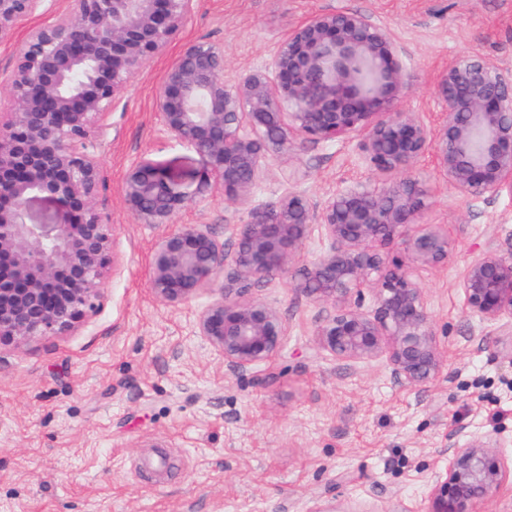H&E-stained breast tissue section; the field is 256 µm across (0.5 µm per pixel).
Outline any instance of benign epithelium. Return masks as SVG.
Segmentation results:
<instances>
[{
	"instance_id": "1",
	"label": "benign epithelium",
	"mask_w": 512,
	"mask_h": 512,
	"mask_svg": "<svg viewBox=\"0 0 512 512\" xmlns=\"http://www.w3.org/2000/svg\"><path fill=\"white\" fill-rule=\"evenodd\" d=\"M194 2L71 0L16 42L9 77L16 108L0 116V343L62 334L95 307L113 236L96 201L105 116ZM50 7V0H0V43ZM410 85L390 33L347 11L291 27L262 68L229 75L224 44L198 41L164 73L160 125L203 167L178 176L144 156L123 178V202L138 223L162 230L151 259L157 301L180 306L224 279L196 325L230 369L282 351V318L246 295L300 261L318 226L328 245L304 264L297 289L333 304L315 330L321 349L353 364L383 358L401 387L442 374L445 359L411 269L446 265L453 248L447 231L420 221L431 192L413 170L428 157L443 185L460 194L512 196V70L475 54L457 58L434 83L446 111L436 123L401 109ZM354 136L369 170L392 183L375 190L356 182L319 203L294 189L273 205L250 204L271 155L299 141ZM181 179L195 184L193 193L179 189ZM218 192L244 208L242 223L224 225L230 250L200 224L174 226ZM393 246L399 261L389 257ZM365 288L374 294L368 310L360 304ZM456 288L467 313L512 335V249L486 243ZM496 447L489 435L457 431L445 470L399 512H475L512 478Z\"/></svg>"
}]
</instances>
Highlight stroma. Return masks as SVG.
<instances>
[{
    "label": "stroma",
    "mask_w": 512,
    "mask_h": 512,
    "mask_svg": "<svg viewBox=\"0 0 512 512\" xmlns=\"http://www.w3.org/2000/svg\"><path fill=\"white\" fill-rule=\"evenodd\" d=\"M351 11L388 29L412 77L403 109L440 117L437 73L464 54L512 68V0H196L166 51L143 66L108 115L98 208L114 263L93 311L72 330L0 344V512H399L448 462L455 428L492 434L512 461V340L464 312L455 288L488 240L512 248V198L435 193L425 218L455 243L448 265L415 267L440 348L439 379L394 383L385 361L351 364L318 349L331 303L296 290L299 264L256 286L288 328L274 360L243 371L196 330L208 295L178 307L150 292L161 235L121 200L141 157L180 170L200 157L171 139L154 108L165 70L190 43H223L227 72L263 67L288 28ZM254 205L291 187L320 202L350 182L383 187L356 140L299 142L275 155ZM240 207L215 195L178 216L225 247Z\"/></svg>",
    "instance_id": "obj_1"
}]
</instances>
